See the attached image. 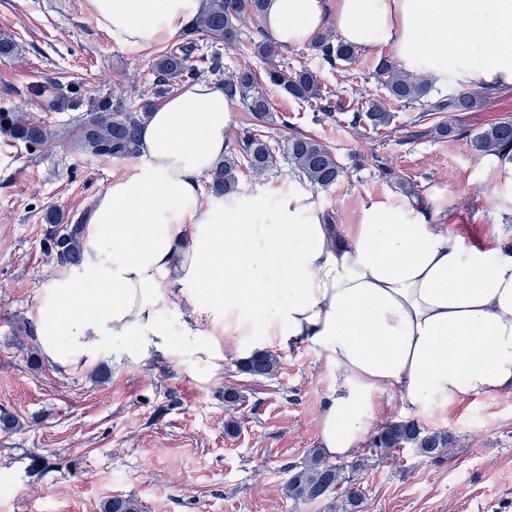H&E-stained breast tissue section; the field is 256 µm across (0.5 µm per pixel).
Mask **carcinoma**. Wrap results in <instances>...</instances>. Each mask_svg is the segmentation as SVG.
<instances>
[{
    "label": "carcinoma",
    "instance_id": "obj_1",
    "mask_svg": "<svg viewBox=\"0 0 512 512\" xmlns=\"http://www.w3.org/2000/svg\"><path fill=\"white\" fill-rule=\"evenodd\" d=\"M266 0H205L196 19L179 35L178 43L160 55L154 62L153 79L138 91L134 107L102 103L85 114L76 128L50 127L37 120H27L14 112H0V132H7L26 144L46 149L52 144L74 139L78 149L97 157L118 159L133 158L137 154L141 126L148 118L154 100L175 91L182 83L194 84L214 75L224 68L222 54L214 50L209 55L194 57L198 43L209 40L217 45L252 47L254 53L270 64L265 71L267 82L283 89L288 95L305 102L322 105V111L332 114L330 96L323 94L317 75L307 68L288 74L278 68L276 61L284 56L287 47L275 41L261 27ZM249 18L261 36L257 42L241 39L240 22ZM313 53L331 64L350 62L356 47L346 43L329 31L318 35L310 44ZM376 73L383 78L389 96L401 103H417L424 112H476L486 102L487 96L480 90L464 89L447 98L431 101L429 83L409 74L387 59H381ZM224 95L239 98L245 108L259 122L268 120L271 103L267 94L259 89V77L248 65L241 67L224 80ZM391 113L378 104H371L364 112L352 114L351 123L368 122L374 127L386 126ZM474 148L484 155L505 156L512 152V118H502L479 131L473 138ZM288 163L299 180L307 181L315 188H327L335 184L344 173L335 153L321 141L305 134H293L288 138L286 149ZM278 167V158L270 145L269 136L247 127L227 147L224 161L210 175L209 188L217 194L239 191L238 172L248 169L255 176H262ZM82 224L49 223L43 239V250L60 268L76 267L81 262ZM240 371L253 376L269 378L279 369L277 357L268 351L256 352L239 364ZM445 432H430L414 419L390 421L372 440L374 448H404L410 446L424 456H433L449 447ZM344 464L333 463L314 453L299 464L288 466L290 476L286 485L287 496L294 503H306L327 499L339 491L347 502L357 507L362 500L359 485L353 479L343 477ZM103 512H141L133 497L113 496L103 504Z\"/></svg>",
    "mask_w": 512,
    "mask_h": 512
}]
</instances>
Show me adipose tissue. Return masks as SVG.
Segmentation results:
<instances>
[{"instance_id": "1", "label": "adipose tissue", "mask_w": 512, "mask_h": 512, "mask_svg": "<svg viewBox=\"0 0 512 512\" xmlns=\"http://www.w3.org/2000/svg\"><path fill=\"white\" fill-rule=\"evenodd\" d=\"M87 7L140 55L179 35L202 0ZM328 25L356 47L388 48L433 85L512 88V0H267L265 30L280 44L309 45ZM234 116L208 82L152 111L137 157L89 207L81 265L38 292L30 321L45 360L68 375L107 355L163 361L208 383L223 380L227 360L310 346L332 380L318 439L336 461L363 448L387 397L418 414L435 401L512 395V247L484 263L442 229L440 189L418 208L368 200L357 223L337 229L302 187L266 205L206 194ZM122 336L134 347L118 346Z\"/></svg>"}]
</instances>
